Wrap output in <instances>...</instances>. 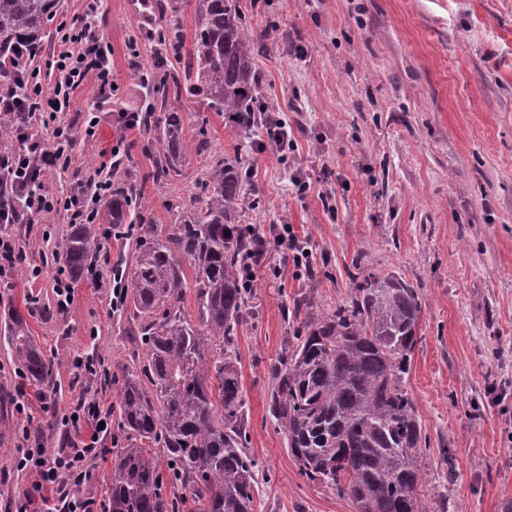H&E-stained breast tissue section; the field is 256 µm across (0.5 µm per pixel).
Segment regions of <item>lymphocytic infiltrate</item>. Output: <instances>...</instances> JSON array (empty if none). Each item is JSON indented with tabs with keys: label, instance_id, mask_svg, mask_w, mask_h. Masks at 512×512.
<instances>
[{
	"label": "lymphocytic infiltrate",
	"instance_id": "obj_1",
	"mask_svg": "<svg viewBox=\"0 0 512 512\" xmlns=\"http://www.w3.org/2000/svg\"><path fill=\"white\" fill-rule=\"evenodd\" d=\"M101 0H82L80 11L63 16L57 25L44 64H36L26 43L12 47L11 57L0 55V115L9 117L13 146L0 147V224H35L47 214L65 212L70 223L94 224L99 204L112 189V166L101 163L85 183L69 195H54L45 185L49 172L72 162L71 133L58 120L69 109L73 94L94 84L99 96L111 97L112 48L98 33ZM41 124L46 136L35 135ZM62 423L88 426V439L59 452L34 442L18 462L32 471L35 484L17 512H93V499L79 489L97 457L100 423L110 411L94 397H82L71 412L59 413Z\"/></svg>",
	"mask_w": 512,
	"mask_h": 512
}]
</instances>
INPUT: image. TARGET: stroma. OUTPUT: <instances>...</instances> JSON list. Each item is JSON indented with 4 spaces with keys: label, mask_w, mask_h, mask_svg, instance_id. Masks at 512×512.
<instances>
[{
    "label": "stroma",
    "mask_w": 512,
    "mask_h": 512,
    "mask_svg": "<svg viewBox=\"0 0 512 512\" xmlns=\"http://www.w3.org/2000/svg\"><path fill=\"white\" fill-rule=\"evenodd\" d=\"M174 5L186 53L194 52L195 0H159L152 11L103 0L99 33L112 46L117 89L108 99L90 84L75 93L61 115L74 134L75 160L47 182L67 195L121 144L135 164L143 205L166 225L164 200H191L211 157L238 148L259 200L246 223L293 225L314 257L328 256V272L312 288L276 242L253 266L238 351L249 448L272 475L255 490L257 512H354L348 497L299 475L266 398L267 366L290 331L285 306L307 296L316 308L334 307L350 293L356 259L364 273H398L422 301V339L407 387L430 440L427 507L444 494L449 512H504L512 504V0H256L246 22L266 43L256 57L260 92L287 120L294 150L283 160L261 152L264 130L236 136L204 99L186 97L173 107L187 135L206 130L209 146L190 154L177 181L160 186L147 177L145 138L124 127L121 115L148 103L141 73L183 68L184 56L157 53L150 41ZM133 41L141 47L136 57L127 49ZM91 114L99 126L88 138ZM297 174L310 182L308 191L294 186ZM69 228L62 212L5 228L26 260L0 287V512H15L35 481L15 466L23 432L53 452L70 445V434L49 425L42 395L63 409L95 396L113 410L138 353L126 318L111 311L110 286L76 281L68 313H55L50 277ZM33 265L43 269L36 280L28 273ZM16 311L53 363L40 392L5 340ZM86 352L109 370L108 380L75 381L70 361ZM16 399L31 406V416L15 413ZM121 439L112 413L83 488L95 502L104 498Z\"/></svg>",
    "instance_id": "stroma-1"
}]
</instances>
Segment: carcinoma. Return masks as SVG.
<instances>
[{
	"mask_svg": "<svg viewBox=\"0 0 512 512\" xmlns=\"http://www.w3.org/2000/svg\"><path fill=\"white\" fill-rule=\"evenodd\" d=\"M58 0H0V49L44 29ZM163 47L184 50L179 21L160 31ZM196 53L184 72H156L151 104L139 115L148 135L149 177L161 186L182 175L188 142L170 100L201 97L225 126L248 134L264 126L255 66L256 38L240 0H195ZM161 115H156V112ZM191 203L164 201L168 229L140 201L124 159L112 166L107 223L131 225V252L121 268V312L134 311L129 335L140 340L139 371L127 375L118 416L123 446L112 453L107 512H255L260 469L247 448L249 420L236 340L251 289L243 269L255 261L244 233L253 192L246 157L215 156ZM99 243L87 224H73L64 263L82 277ZM350 294L327 310L295 299L284 308L296 323L267 367V413L301 476L347 496L355 512H428L419 489L427 444L406 387L423 317L417 288L390 272L353 276ZM195 290L197 320L183 307ZM15 360L37 386L51 361L16 313L7 335ZM169 481L185 490L169 496Z\"/></svg>",
	"mask_w": 512,
	"mask_h": 512,
	"instance_id": "obj_1",
	"label": "carcinoma"
}]
</instances>
